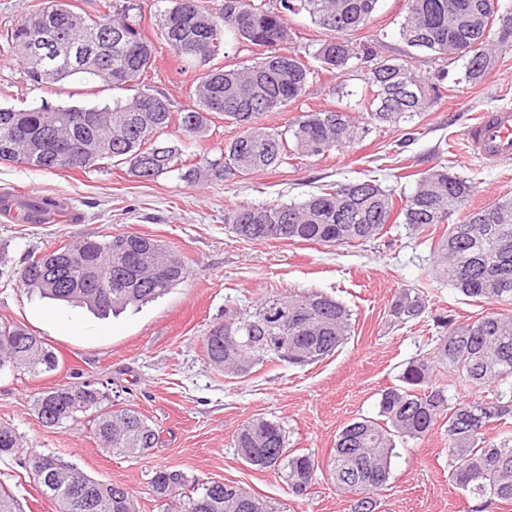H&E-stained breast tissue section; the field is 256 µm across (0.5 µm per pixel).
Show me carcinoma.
Instances as JSON below:
<instances>
[{
  "label": "carcinoma",
  "mask_w": 512,
  "mask_h": 512,
  "mask_svg": "<svg viewBox=\"0 0 512 512\" xmlns=\"http://www.w3.org/2000/svg\"><path fill=\"white\" fill-rule=\"evenodd\" d=\"M96 14L72 13L67 0H46L11 29V48L30 81L55 84L71 77L100 81L114 89L135 85L142 89L125 103L119 99L96 112L97 129L112 134V146H98L85 163L74 166L57 152V144L74 138L68 118L73 107L42 106L15 110L0 106V163L23 164L43 171L86 170L103 160L129 165L141 179L153 180L179 172L187 183L227 180L255 170L276 168L295 156H325L363 141L383 125L411 123L443 97L441 85L416 74L404 58H380L372 44L377 35L357 40L348 33L368 30L379 0H296L299 8L281 11L278 0H224L219 10L210 0H166L160 14V38L186 61L198 59L204 41L226 48L232 37L239 52L266 49L251 64L201 73L190 90L191 107L179 113L178 127L190 143L208 130L209 115L224 114L240 126L239 135L225 145L221 157H202L186 165L183 150L162 140L173 121L171 101L145 84L155 62V45L146 37L131 11L132 0H100ZM499 0H407L399 22L404 44L437 59L462 61L456 84H473L486 70L480 59L512 40L492 37L489 21L499 13ZM208 13L211 26L200 27L195 17ZM306 14L324 30L317 43L294 44L288 24L291 15ZM48 16L51 42L45 57L49 71L29 64L22 46L33 32L29 21ZM470 53H460L462 45ZM320 64L308 65L306 58ZM337 71L362 83L359 89L341 83L334 108L301 113L284 129L266 127L259 120L268 112L288 109L300 101L319 70ZM162 104L159 112H144L145 102ZM362 113L358 119L352 111ZM28 131L29 143L42 148L30 152L14 131ZM472 182L444 165L421 173L413 191L394 199L376 179L336 182L302 201L272 205H238L224 211V223L237 236L252 241L288 240L325 246H359L403 224L416 238L433 246L439 274L457 292L474 301L512 305V195L504 194L479 208H471ZM445 230L434 239L437 227ZM187 266L181 256L160 242L139 234L122 233L103 240L86 239L32 256L20 271L21 282L43 297L101 314L152 301L183 282ZM426 308L416 288H404L393 300L390 316L397 324L417 319ZM439 336L424 355L409 362L399 384L380 393L377 417H358L336 436L327 468L337 489L361 495L352 512H376L375 495L391 475L399 443L423 439L445 428L455 485L483 503H512V312L492 311L471 322L453 317L437 321ZM350 332V311L318 292H270L224 315L204 338L210 361L226 374L246 375L249 368L268 362L291 366L313 364L331 354ZM280 336L294 344L284 357L270 341ZM58 367L57 356L41 337L15 324L0 325V371L23 370L37 375ZM479 390L472 398L457 396L462 384ZM86 409L73 410L74 398L58 388L34 397L38 419L47 426L89 417L91 434L114 456L137 457L157 446L159 433L140 411L114 407L104 392L87 383L75 385ZM234 447L246 453L245 462L259 470L283 473L288 488L310 487L320 469L309 453L288 447L280 424L258 418L244 424ZM20 448L15 432L0 426V454ZM26 471L65 510L70 483L78 470L51 454H31ZM80 474V473H78ZM91 502L89 512H138L124 487L80 474ZM152 484L166 512H258L256 494L243 495L239 486L209 488L177 469L155 471Z\"/></svg>",
  "instance_id": "cac0c4a2"
}]
</instances>
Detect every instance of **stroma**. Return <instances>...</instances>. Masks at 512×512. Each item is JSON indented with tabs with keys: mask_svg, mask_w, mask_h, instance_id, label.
Instances as JSON below:
<instances>
[{
	"mask_svg": "<svg viewBox=\"0 0 512 512\" xmlns=\"http://www.w3.org/2000/svg\"><path fill=\"white\" fill-rule=\"evenodd\" d=\"M42 2L0 0V105L27 110L110 102L112 89L98 81H29L8 34ZM139 4L142 30L156 41L151 86L181 112L191 104L188 91L198 67L158 40L157 0ZM405 5L406 0H380L373 21L379 55L402 56L405 46L397 30ZM411 66L429 78L446 70L443 84L452 90L417 119L416 131L386 125L353 150L301 157L225 181L192 186L175 172L146 181L124 164L46 172L0 163V194H40L69 203L84 216L80 224L0 222V322L41 336L58 358L56 370L39 375L0 372V425L11 427L23 446L22 454L0 455V485L15 495L17 512L58 510L23 468L26 452L56 455L92 478L125 487L139 512H163L152 486L155 471L163 467L202 481L245 486L270 501L275 512H351L350 494L339 491L328 473H317L307 494L297 497L282 475L245 463L233 446L238 429L259 417L275 421L289 447L326 463L337 433L354 418L375 416L381 391L396 385L406 362L429 352L439 318L472 320L490 306L468 301L436 274L429 245L409 235L404 225L357 247L258 242L233 234L224 211L239 204L297 202L322 185L354 180L369 170L383 186L408 193L415 174L449 160L456 172L472 179L473 207L512 193V162L489 166L472 158L464 136L480 114L512 104V47L499 53L482 81L458 92L453 89L458 65L420 53ZM340 80V75L320 72L301 103L266 114L263 124H289L305 107H334L333 88ZM122 232L153 238L181 254L188 279L148 304L106 317L40 298L21 285L18 272L31 255ZM403 288L423 291L427 307L417 320L400 326L392 322L389 307ZM310 289L352 313L351 334L333 355L303 368L267 364L241 377L211 364L203 338L223 321L225 309L271 290ZM81 382L97 383L114 404L142 412L160 434L158 445L141 457H115L98 446L88 423L43 425L33 410L35 394ZM397 452L376 512H472L474 499L448 478L443 430L398 446Z\"/></svg>",
	"mask_w": 512,
	"mask_h": 512,
	"instance_id": "obj_1",
	"label": "stroma"
}]
</instances>
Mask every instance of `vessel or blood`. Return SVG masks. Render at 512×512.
Listing matches in <instances>:
<instances>
[{
  "label": "vessel or blood",
  "instance_id": "vessel-or-blood-1",
  "mask_svg": "<svg viewBox=\"0 0 512 512\" xmlns=\"http://www.w3.org/2000/svg\"><path fill=\"white\" fill-rule=\"evenodd\" d=\"M471 155L494 165L512 159V106L483 113L465 132Z\"/></svg>",
  "mask_w": 512,
  "mask_h": 512
}]
</instances>
